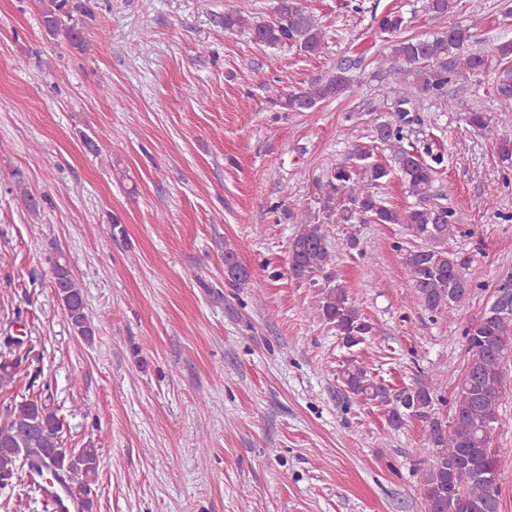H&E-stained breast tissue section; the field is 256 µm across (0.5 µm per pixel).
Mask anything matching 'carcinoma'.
Returning a JSON list of instances; mask_svg holds the SVG:
<instances>
[{
  "instance_id": "1",
  "label": "carcinoma",
  "mask_w": 512,
  "mask_h": 512,
  "mask_svg": "<svg viewBox=\"0 0 512 512\" xmlns=\"http://www.w3.org/2000/svg\"><path fill=\"white\" fill-rule=\"evenodd\" d=\"M457 0H423L424 12L434 18L455 12ZM75 0H43L42 22L53 38L62 35L74 48L83 45V33L75 12ZM411 18L392 8L378 19V30L393 39L389 54L379 59V69L389 75H417L419 82L402 88L394 101L395 110L382 114L374 123L370 144H358L350 156L336 163L326 180L316 183L321 215H303L301 229L289 246V273L300 283L319 289L316 310L322 321L336 328L347 347L362 342L371 324L353 306L346 288L335 281L326 224H400L415 245L402 252V263L411 277V288L420 306L432 314H448L468 295L471 284L467 270L472 257L448 245L462 233L455 211L443 204L427 202L441 156L427 162L412 145L403 144L404 131L418 117L413 115L423 95L441 97L448 85L460 77L495 74L494 95L512 103V40H503L490 53L471 47V27L455 23L433 36L407 35ZM249 27L252 40L267 48H295L308 55L325 49L319 18L302 0H276L273 17L247 24L236 11L224 13V30ZM350 67L338 66L324 80L303 87L280 88L266 84V93L287 112H310L322 102L338 99L350 89ZM467 124L487 134L497 132V122L487 112L469 111ZM385 147L389 160L375 158ZM398 177L419 203L396 209L383 202L379 190ZM227 282L239 286L251 272L239 263L236 250L224 246ZM52 288L62 303L75 335L92 340L94 324L89 317L82 289L69 263L53 262ZM466 364L458 382L451 420L432 414L439 399L431 382H418L391 391L368 371L349 364L342 383L354 397L376 401L384 409L387 424L398 429L410 418L428 424L426 442L432 459L419 494L427 512H501V459L489 457L492 435L498 425L497 407L502 397V365L512 353V291L503 287L493 304L465 331ZM65 425L56 411L41 400L25 399L9 406L0 422V487L34 472L62 485L77 512H94L99 454L92 447H65Z\"/></svg>"
}]
</instances>
